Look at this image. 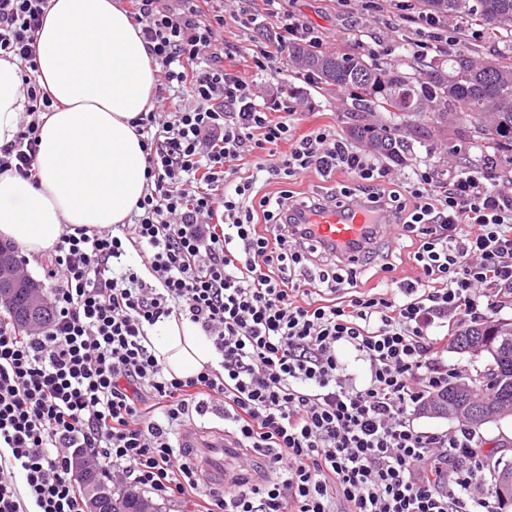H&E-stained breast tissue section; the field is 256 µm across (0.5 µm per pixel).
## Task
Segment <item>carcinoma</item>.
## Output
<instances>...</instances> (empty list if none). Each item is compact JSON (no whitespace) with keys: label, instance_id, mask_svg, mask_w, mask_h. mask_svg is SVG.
<instances>
[{"label":"carcinoma","instance_id":"1","mask_svg":"<svg viewBox=\"0 0 512 512\" xmlns=\"http://www.w3.org/2000/svg\"><path fill=\"white\" fill-rule=\"evenodd\" d=\"M418 9L453 17L486 30L512 27V0H418ZM288 61L314 76L316 88L345 101L352 123L347 135L400 164L413 143L434 136L448 141V148L467 141L498 158L512 160V56L481 59L475 48L463 44L448 58L426 61H384L367 53L323 51L306 42L288 44ZM10 301L17 328L27 326V293L10 288ZM502 325L498 320L466 326L455 333L457 348H468L473 337L489 336ZM485 363L486 391L465 393L464 385L441 392V399L454 406L453 417L468 422L469 408L507 403L512 410V356L481 357ZM89 480L107 493L103 512H133V493L111 490L91 469Z\"/></svg>","mask_w":512,"mask_h":512}]
</instances>
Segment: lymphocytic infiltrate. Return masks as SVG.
<instances>
[{"mask_svg":"<svg viewBox=\"0 0 512 512\" xmlns=\"http://www.w3.org/2000/svg\"><path fill=\"white\" fill-rule=\"evenodd\" d=\"M356 1L408 30L416 59L484 36L410 0L337 4ZM128 2L160 74L155 109L134 120L147 187L129 223L64 230L47 252V324L22 334L0 318V512H84L77 449L113 482L187 504L199 478L177 437L212 411L272 475L211 492L204 512H500L475 432L426 430L416 415L456 377L442 357L451 325L487 322L512 288V174L486 158L400 173L335 130L296 137L290 100L224 65L245 54L274 79L286 44L323 46L288 0ZM48 7L0 0V57L24 72L29 116L0 171L30 183L37 116L53 105L34 76ZM268 21V41L223 37ZM308 173L336 185L293 190ZM349 203L393 217L415 279L364 289L372 263L397 269L375 234L353 242L356 260L319 244L315 216ZM170 317L198 325L218 364L174 376L146 333Z\"/></svg>","mask_w":512,"mask_h":512,"instance_id":"1","label":"lymphocytic infiltrate"}]
</instances>
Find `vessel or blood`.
I'll list each match as a JSON object with an SVG mask.
<instances>
[{"mask_svg": "<svg viewBox=\"0 0 512 512\" xmlns=\"http://www.w3.org/2000/svg\"><path fill=\"white\" fill-rule=\"evenodd\" d=\"M374 220L375 215L368 207L358 206L345 213L335 210L325 214L318 219L315 230L324 241L344 246L360 238ZM178 444L197 463L199 476L208 487L223 491L234 487L237 476L224 467L223 431H201L190 426L180 434Z\"/></svg>", "mask_w": 512, "mask_h": 512, "instance_id": "obj_1", "label": "vessel or blood"}]
</instances>
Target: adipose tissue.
I'll return each instance as SVG.
<instances>
[{
	"label": "adipose tissue",
	"mask_w": 512,
	"mask_h": 512,
	"mask_svg": "<svg viewBox=\"0 0 512 512\" xmlns=\"http://www.w3.org/2000/svg\"><path fill=\"white\" fill-rule=\"evenodd\" d=\"M37 58L39 84L55 101L39 116V182L0 172V240L29 258L51 249L64 225L128 221L147 183L133 121L154 105L157 70L120 0H51ZM26 106L18 61L0 58V146L15 138ZM148 339L181 378L216 360L187 320L167 319Z\"/></svg>",
	"instance_id": "adipose-tissue-1"
}]
</instances>
